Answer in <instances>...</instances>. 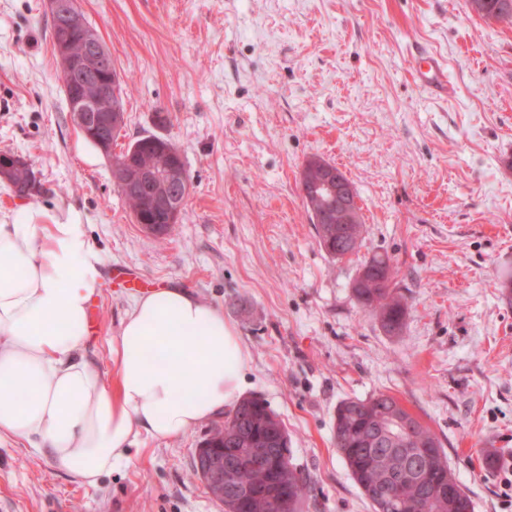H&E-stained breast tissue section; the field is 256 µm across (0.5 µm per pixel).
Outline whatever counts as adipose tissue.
<instances>
[{
    "instance_id": "ef3b65f1",
    "label": "adipose tissue",
    "mask_w": 512,
    "mask_h": 512,
    "mask_svg": "<svg viewBox=\"0 0 512 512\" xmlns=\"http://www.w3.org/2000/svg\"><path fill=\"white\" fill-rule=\"evenodd\" d=\"M103 263L81 224L30 207L0 223V447L27 448L91 486L138 440L234 408L248 362L221 310L156 288L124 316L104 380L86 355ZM21 384L32 394L13 400Z\"/></svg>"
}]
</instances>
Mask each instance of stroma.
<instances>
[{
  "label": "stroma",
  "instance_id": "obj_1",
  "mask_svg": "<svg viewBox=\"0 0 512 512\" xmlns=\"http://www.w3.org/2000/svg\"><path fill=\"white\" fill-rule=\"evenodd\" d=\"M120 72L114 153L157 135L191 180L167 235L136 224L111 156L67 110L44 0H0V153L30 160L38 210H67L103 254L87 357L138 285L220 309L247 349L242 396L285 423L310 479L305 512H372L336 450V407L394 396L436 433L474 512H512V26L467 0H80ZM448 66L436 98L416 48ZM340 169L364 222L359 252L318 244L301 188L310 158ZM390 259L408 315L387 334L353 285ZM205 422L132 446L97 486L0 447V512H224L193 472Z\"/></svg>",
  "mask_w": 512,
  "mask_h": 512
}]
</instances>
